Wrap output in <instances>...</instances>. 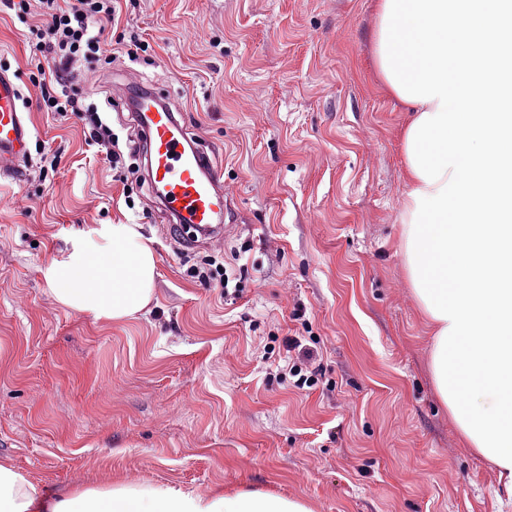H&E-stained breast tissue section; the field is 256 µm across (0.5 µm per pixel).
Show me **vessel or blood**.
<instances>
[{
	"label": "vessel or blood",
	"mask_w": 512,
	"mask_h": 512,
	"mask_svg": "<svg viewBox=\"0 0 512 512\" xmlns=\"http://www.w3.org/2000/svg\"><path fill=\"white\" fill-rule=\"evenodd\" d=\"M119 95L136 118L150 184L161 200L163 216L204 239L220 234L226 205L221 164L189 136L179 111L163 93L131 80ZM32 136L30 118L20 104V88L13 76L0 70L1 177L21 174Z\"/></svg>",
	"instance_id": "obj_1"
}]
</instances>
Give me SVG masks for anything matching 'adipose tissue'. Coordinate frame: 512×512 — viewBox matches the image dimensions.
<instances>
[{
	"label": "adipose tissue",
	"mask_w": 512,
	"mask_h": 512,
	"mask_svg": "<svg viewBox=\"0 0 512 512\" xmlns=\"http://www.w3.org/2000/svg\"><path fill=\"white\" fill-rule=\"evenodd\" d=\"M504 19L500 0H382L378 59L409 112L400 238L433 331L436 391L461 437L512 493V113L488 111L503 54L477 45ZM156 267L138 225L95 224L67 238L40 273L63 307L119 321L151 302ZM0 512L311 510L261 491L204 496L125 482L56 499L0 464Z\"/></svg>",
	"instance_id": "obj_1"
}]
</instances>
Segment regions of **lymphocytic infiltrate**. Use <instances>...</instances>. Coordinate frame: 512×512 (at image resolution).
<instances>
[{
  "label": "lymphocytic infiltrate",
  "mask_w": 512,
  "mask_h": 512,
  "mask_svg": "<svg viewBox=\"0 0 512 512\" xmlns=\"http://www.w3.org/2000/svg\"><path fill=\"white\" fill-rule=\"evenodd\" d=\"M35 2L47 19L45 28L34 31L37 53L29 61V81L39 92V109L85 113L89 138L104 149L111 168L138 173L142 147L132 140L120 145L97 107L85 105L69 87L78 67L99 61L102 35L115 18L116 0H6V5L23 16Z\"/></svg>",
  "instance_id": "1"
}]
</instances>
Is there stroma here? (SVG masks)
<instances>
[{
	"label": "stroma",
	"instance_id": "stroma-1",
	"mask_svg": "<svg viewBox=\"0 0 512 512\" xmlns=\"http://www.w3.org/2000/svg\"><path fill=\"white\" fill-rule=\"evenodd\" d=\"M120 5L111 64L74 85L100 107L133 73L169 94L223 165L232 230L177 249L147 179L116 180L81 114L24 103L29 167L0 181V463L63 494L124 479L269 491L311 512H512L431 374L399 245L407 112L377 65L378 0ZM44 24L0 5V67L19 86ZM123 35L147 43L138 62ZM46 148L61 159L43 174ZM111 222L140 225L157 269L147 309L109 322L61 307L40 268ZM209 254L240 255L235 303L186 276ZM311 335L323 376L299 390L285 340Z\"/></svg>",
	"mask_w": 512,
	"mask_h": 512
}]
</instances>
